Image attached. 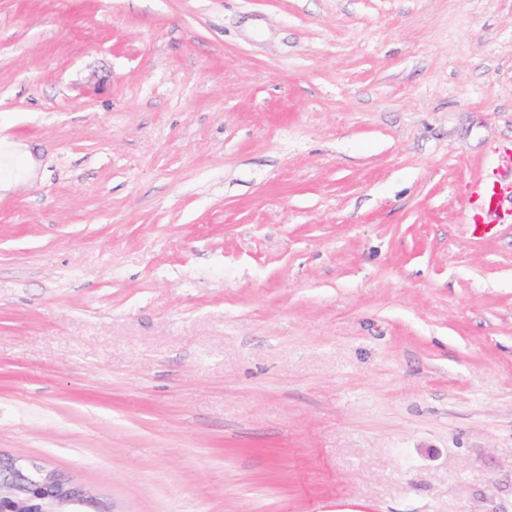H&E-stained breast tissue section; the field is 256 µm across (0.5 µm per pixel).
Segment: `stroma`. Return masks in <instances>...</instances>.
Instances as JSON below:
<instances>
[{
    "label": "stroma",
    "instance_id": "obj_1",
    "mask_svg": "<svg viewBox=\"0 0 512 512\" xmlns=\"http://www.w3.org/2000/svg\"><path fill=\"white\" fill-rule=\"evenodd\" d=\"M2 139L0 458L81 512H512V0H0ZM503 191L502 188L496 182L487 184L484 189V205H483V217L481 219L482 224L488 218H496L502 207Z\"/></svg>",
    "mask_w": 512,
    "mask_h": 512
}]
</instances>
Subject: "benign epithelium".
Instances as JSON below:
<instances>
[{"mask_svg":"<svg viewBox=\"0 0 512 512\" xmlns=\"http://www.w3.org/2000/svg\"><path fill=\"white\" fill-rule=\"evenodd\" d=\"M0 512H67L63 506L76 500L79 491L44 469L23 470L0 461Z\"/></svg>","mask_w":512,"mask_h":512,"instance_id":"benign-epithelium-1","label":"benign epithelium"}]
</instances>
